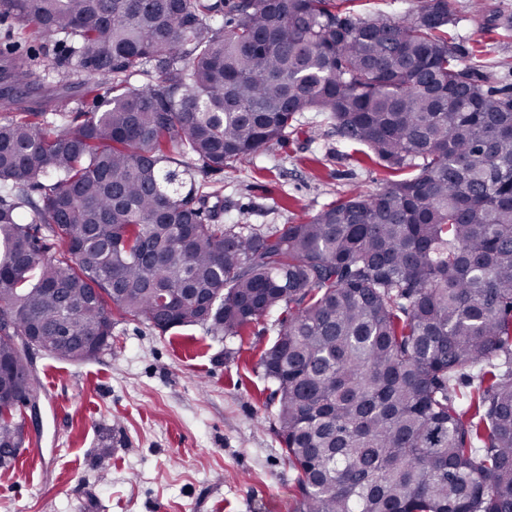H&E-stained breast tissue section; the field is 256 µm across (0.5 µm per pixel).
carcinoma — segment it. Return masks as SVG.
Returning a JSON list of instances; mask_svg holds the SVG:
<instances>
[{
  "instance_id": "cac0c4a2",
  "label": "carcinoma",
  "mask_w": 512,
  "mask_h": 512,
  "mask_svg": "<svg viewBox=\"0 0 512 512\" xmlns=\"http://www.w3.org/2000/svg\"><path fill=\"white\" fill-rule=\"evenodd\" d=\"M349 2L0 0L70 42L51 68L112 77L61 126L0 119V391L29 361L16 336L79 362L64 337L116 316L237 336L278 310L260 366L295 512H512V92L462 62L455 0ZM35 68L1 66L3 93ZM303 112L397 179L295 224L224 223L193 173L239 170ZM18 410L0 401V448L23 447ZM418 0H354L349 3L350 8L361 17L384 15L398 18L408 6L407 3L417 5Z\"/></svg>"
}]
</instances>
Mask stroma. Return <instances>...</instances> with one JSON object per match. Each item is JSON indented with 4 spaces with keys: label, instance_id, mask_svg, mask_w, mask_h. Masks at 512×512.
Segmentation results:
<instances>
[{
    "label": "stroma",
    "instance_id": "1",
    "mask_svg": "<svg viewBox=\"0 0 512 512\" xmlns=\"http://www.w3.org/2000/svg\"><path fill=\"white\" fill-rule=\"evenodd\" d=\"M456 3L460 56L512 89V0ZM66 51L0 16V54L39 64ZM45 77L57 104L93 109L84 73ZM298 126L240 171L196 173L221 191L225 223L290 224L393 179L322 113H301ZM272 322L263 317L221 339L199 325L163 333L121 320L111 348L88 360L35 353L40 414L26 419L15 466L0 469V512H294L296 473L259 365L275 338Z\"/></svg>",
    "mask_w": 512,
    "mask_h": 512
}]
</instances>
